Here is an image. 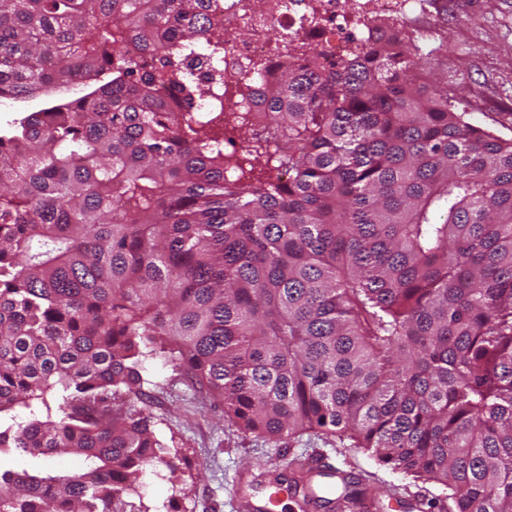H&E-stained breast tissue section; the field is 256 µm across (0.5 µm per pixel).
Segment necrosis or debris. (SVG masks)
Masks as SVG:
<instances>
[{
	"mask_svg": "<svg viewBox=\"0 0 512 512\" xmlns=\"http://www.w3.org/2000/svg\"><path fill=\"white\" fill-rule=\"evenodd\" d=\"M356 12L346 15L339 9L340 0H224V13L238 26L250 29L251 37L239 39L236 28L224 31V106L211 111V128L225 150L236 151L240 143L232 132L236 115L251 112L256 84L276 81L281 50L269 37L270 27H278L299 41L326 38L331 51L323 63L334 66L342 60L349 43L346 32L350 25H362L374 15L390 9L392 0H355ZM269 59L270 66L262 75H254L251 65L256 58Z\"/></svg>",
	"mask_w": 512,
	"mask_h": 512,
	"instance_id": "4bbe7bcc",
	"label": "necrosis or debris"
}]
</instances>
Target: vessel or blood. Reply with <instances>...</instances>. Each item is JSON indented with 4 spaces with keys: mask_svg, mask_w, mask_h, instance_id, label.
Instances as JSON below:
<instances>
[{
    "mask_svg": "<svg viewBox=\"0 0 512 512\" xmlns=\"http://www.w3.org/2000/svg\"><path fill=\"white\" fill-rule=\"evenodd\" d=\"M293 482H277L269 469L244 473L233 488L236 512H278L284 501H291L295 512H321L325 500L335 498L336 485L328 476L335 467L327 459L308 457L292 461Z\"/></svg>",
    "mask_w": 512,
    "mask_h": 512,
    "instance_id": "b4317fda",
    "label": "vessel or blood"
}]
</instances>
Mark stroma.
<instances>
[{"mask_svg": "<svg viewBox=\"0 0 512 512\" xmlns=\"http://www.w3.org/2000/svg\"><path fill=\"white\" fill-rule=\"evenodd\" d=\"M382 20L408 25V45L422 51L447 44V57L434 81L447 86L455 110L467 121L512 138V0H415L413 12L398 7ZM141 373L142 400L179 467L180 479L173 484L165 468L148 469L129 497L134 512H232L230 491L238 475L285 456H326L355 477L373 473L380 485L398 490L397 496L380 499L378 512H404L405 505L422 502L427 495L412 477L324 435L274 443L242 433L225 421L218 402L189 389L159 356L142 357Z\"/></svg>", "mask_w": 512, "mask_h": 512, "instance_id": "1", "label": "stroma"}]
</instances>
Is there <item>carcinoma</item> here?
<instances>
[{"label":"carcinoma","mask_w":512,"mask_h":512,"mask_svg":"<svg viewBox=\"0 0 512 512\" xmlns=\"http://www.w3.org/2000/svg\"><path fill=\"white\" fill-rule=\"evenodd\" d=\"M202 53L214 0H0V99L56 96L0 128V413L45 409L0 427L27 458L0 512H127L147 467L178 479L135 404L146 349L244 433L512 512V138L422 81L441 56L367 37L288 56L255 93L268 136L242 117L226 151Z\"/></svg>","instance_id":"obj_1"}]
</instances>
